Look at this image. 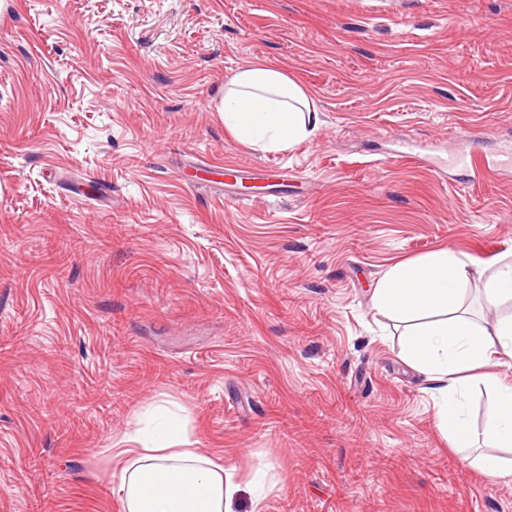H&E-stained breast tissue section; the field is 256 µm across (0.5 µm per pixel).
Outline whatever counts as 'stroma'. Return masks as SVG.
Instances as JSON below:
<instances>
[{"label":"stroma","instance_id":"35a3bbf8","mask_svg":"<svg viewBox=\"0 0 512 512\" xmlns=\"http://www.w3.org/2000/svg\"><path fill=\"white\" fill-rule=\"evenodd\" d=\"M257 60L317 134L215 106ZM414 145L395 159L399 141ZM512 0H0V512H124L103 451L172 402L235 512H512L371 293L512 250ZM218 112L240 141L262 151H279L312 137L319 111L294 76L272 62L247 63L224 85Z\"/></svg>","mask_w":512,"mask_h":512}]
</instances>
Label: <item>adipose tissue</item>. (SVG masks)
<instances>
[{
  "label": "adipose tissue",
  "mask_w": 512,
  "mask_h": 512,
  "mask_svg": "<svg viewBox=\"0 0 512 512\" xmlns=\"http://www.w3.org/2000/svg\"><path fill=\"white\" fill-rule=\"evenodd\" d=\"M224 124L240 141L279 151L312 137L318 109L294 76L268 61L240 66L227 79L220 102ZM493 311L482 324L463 308L476 278ZM512 262L483 277L475 262L449 248L421 261L399 263L377 282L372 304L405 324L403 353L425 378L438 427L457 452L489 479L512 482V459L496 456L512 447V384L486 369L490 361L512 363ZM479 372L491 395L481 429H474L465 402L468 372ZM112 459L118 473L114 492L125 512H233L237 491L223 457L189 445L182 420L169 415L152 433L125 434Z\"/></svg>",
  "instance_id": "obj_1"
}]
</instances>
